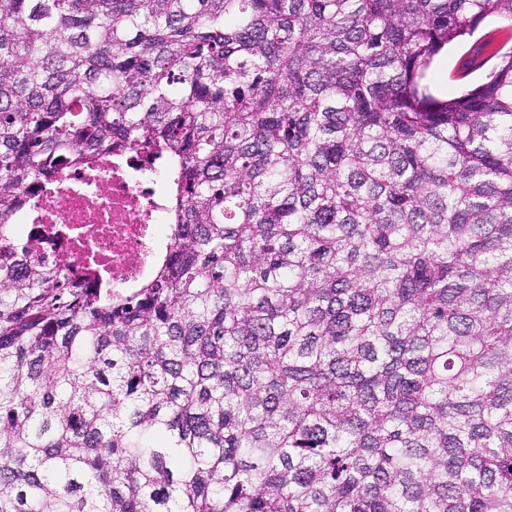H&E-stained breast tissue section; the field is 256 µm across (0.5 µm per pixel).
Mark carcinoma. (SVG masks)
<instances>
[{
  "label": "carcinoma",
  "instance_id": "obj_1",
  "mask_svg": "<svg viewBox=\"0 0 512 512\" xmlns=\"http://www.w3.org/2000/svg\"><path fill=\"white\" fill-rule=\"evenodd\" d=\"M512 0H0V224L174 171L131 295L0 242V512H512ZM510 25H512L511 21L491 18L480 25L479 29L476 31L473 37H468L462 41L454 42L448 45V48L444 50V52L448 55V73L447 71H441L438 74V80L440 82L444 83L448 80L444 89H440L434 80L433 63L428 71V81L431 85L433 93L438 97H447L464 92L465 90L479 84L484 77L483 71H478L472 74L464 82H458L452 79V72L454 71L459 58L472 45L478 44L486 33L497 28H510Z\"/></svg>",
  "mask_w": 512,
  "mask_h": 512
}]
</instances>
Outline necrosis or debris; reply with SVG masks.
Instances as JSON below:
<instances>
[{
    "label": "necrosis or debris",
    "instance_id": "necrosis-or-debris-1",
    "mask_svg": "<svg viewBox=\"0 0 512 512\" xmlns=\"http://www.w3.org/2000/svg\"><path fill=\"white\" fill-rule=\"evenodd\" d=\"M171 181L169 165L141 151L65 167L34 183L23 209L0 226V239L30 245L73 278L125 295L153 275L167 247L160 226L170 213Z\"/></svg>",
    "mask_w": 512,
    "mask_h": 512
}]
</instances>
